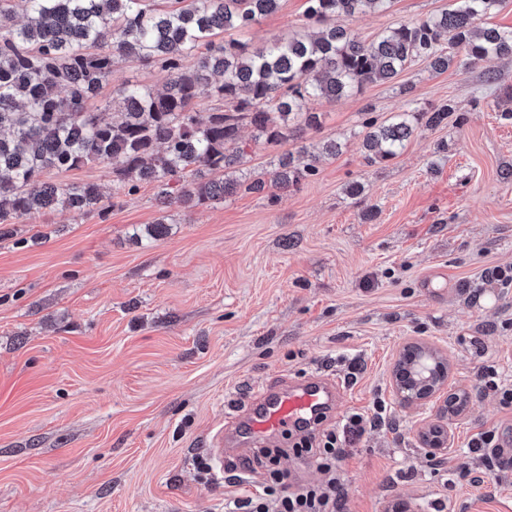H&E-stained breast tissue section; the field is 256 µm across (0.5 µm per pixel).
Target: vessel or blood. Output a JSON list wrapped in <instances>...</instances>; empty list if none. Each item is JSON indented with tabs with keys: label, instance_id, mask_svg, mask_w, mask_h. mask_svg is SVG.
<instances>
[{
	"label": "vessel or blood",
	"instance_id": "vessel-or-blood-1",
	"mask_svg": "<svg viewBox=\"0 0 512 512\" xmlns=\"http://www.w3.org/2000/svg\"><path fill=\"white\" fill-rule=\"evenodd\" d=\"M341 380L323 375L304 377L287 386L271 384L258 390L246 415H225L224 427L210 440L215 457L224 455V434L235 431L241 441L260 443L298 429L317 427L333 411L335 398L344 392Z\"/></svg>",
	"mask_w": 512,
	"mask_h": 512
}]
</instances>
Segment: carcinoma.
Returning <instances> with one entry per match:
<instances>
[{
  "instance_id": "obj_1",
  "label": "carcinoma",
  "mask_w": 512,
  "mask_h": 512,
  "mask_svg": "<svg viewBox=\"0 0 512 512\" xmlns=\"http://www.w3.org/2000/svg\"><path fill=\"white\" fill-rule=\"evenodd\" d=\"M20 2L28 13L23 25L0 4V236L5 225L44 210L101 208L94 183L41 180L90 161L112 166L115 182L130 192L155 184L166 209L296 186L340 145L328 141L317 155L304 147L296 157L282 153L272 170L240 180L232 173L246 156L243 127L255 142L279 146L317 125L311 102L391 81L416 60L435 72L448 70L459 53L465 66L512 60V29L482 24L501 0H454L438 16L399 24L368 44L339 20L385 11L394 0H307L315 34L274 38L254 51L224 34L251 29L279 0H172L163 8L144 0ZM129 55L168 73L164 91L120 88L110 121L87 111L116 58ZM202 89L219 102L210 112L198 110ZM452 111L450 103L409 106L388 124L367 122V158L396 157L418 125L439 127Z\"/></svg>"
}]
</instances>
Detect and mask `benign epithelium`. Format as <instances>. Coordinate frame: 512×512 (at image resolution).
Masks as SVG:
<instances>
[{"instance_id": "obj_1", "label": "benign epithelium", "mask_w": 512, "mask_h": 512, "mask_svg": "<svg viewBox=\"0 0 512 512\" xmlns=\"http://www.w3.org/2000/svg\"><path fill=\"white\" fill-rule=\"evenodd\" d=\"M448 378V362L437 351L419 342L406 344L395 363L392 388L404 405L424 403L433 398ZM423 448L428 455L448 447L445 433L423 436Z\"/></svg>"}]
</instances>
